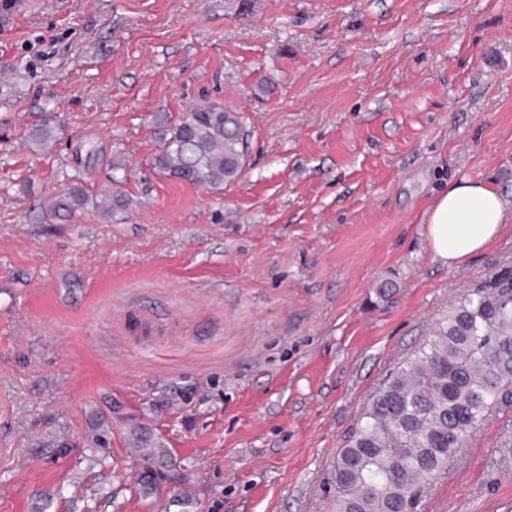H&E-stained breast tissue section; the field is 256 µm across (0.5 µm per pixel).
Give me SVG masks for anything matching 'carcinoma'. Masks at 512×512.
Segmentation results:
<instances>
[{"label":"carcinoma","instance_id":"carcinoma-1","mask_svg":"<svg viewBox=\"0 0 512 512\" xmlns=\"http://www.w3.org/2000/svg\"><path fill=\"white\" fill-rule=\"evenodd\" d=\"M155 166L173 179L209 189L239 180L245 166L242 116L212 102L176 118ZM112 178L107 216L131 200ZM89 195L72 185L57 206L85 208ZM512 275L470 290L433 338L399 364L371 396L356 428L337 451L335 512H411L426 485L448 471L470 434L512 393ZM128 440L143 456L162 444L137 430Z\"/></svg>","mask_w":512,"mask_h":512}]
</instances>
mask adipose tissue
Instances as JSON below:
<instances>
[{"label": "adipose tissue", "instance_id": "ef3b65f1", "mask_svg": "<svg viewBox=\"0 0 512 512\" xmlns=\"http://www.w3.org/2000/svg\"><path fill=\"white\" fill-rule=\"evenodd\" d=\"M504 222L505 202L496 189L479 180L456 182L428 209L432 254L448 266H456L482 251Z\"/></svg>", "mask_w": 512, "mask_h": 512}]
</instances>
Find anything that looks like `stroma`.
<instances>
[{
  "label": "stroma",
  "mask_w": 512,
  "mask_h": 512,
  "mask_svg": "<svg viewBox=\"0 0 512 512\" xmlns=\"http://www.w3.org/2000/svg\"><path fill=\"white\" fill-rule=\"evenodd\" d=\"M211 101L248 140L221 191L154 168L156 115ZM461 179L509 218L451 268ZM510 270L512 0H0V512H334L370 395ZM415 512H512V398ZM124 179L113 176L112 178V189L108 199H103L102 202L96 201V207L102 208V211L108 216L112 217V212H115L116 208L126 209L130 206L131 200L126 196L122 189ZM113 198V202H112ZM505 202L482 181L463 179L428 208L427 233L433 256L454 267L482 251L505 222Z\"/></svg>",
  "instance_id": "35a3bbf8"
}]
</instances>
